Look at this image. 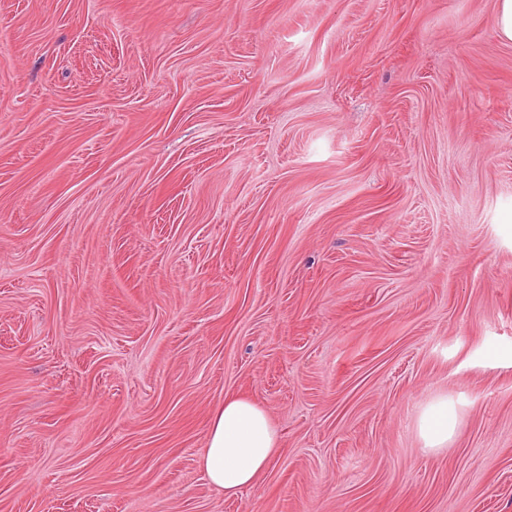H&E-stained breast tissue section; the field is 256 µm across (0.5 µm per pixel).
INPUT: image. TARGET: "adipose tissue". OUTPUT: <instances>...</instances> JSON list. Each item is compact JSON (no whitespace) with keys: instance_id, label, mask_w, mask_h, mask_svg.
<instances>
[{"instance_id":"obj_1","label":"adipose tissue","mask_w":512,"mask_h":512,"mask_svg":"<svg viewBox=\"0 0 512 512\" xmlns=\"http://www.w3.org/2000/svg\"><path fill=\"white\" fill-rule=\"evenodd\" d=\"M455 425V415L444 398L429 403L416 422L429 448L445 447ZM278 448L279 434L266 410L247 399L228 398L211 419L200 464L212 486L234 496L271 467Z\"/></svg>"}]
</instances>
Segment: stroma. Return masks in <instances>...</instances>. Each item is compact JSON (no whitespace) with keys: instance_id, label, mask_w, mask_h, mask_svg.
Listing matches in <instances>:
<instances>
[{"instance_id":"35a3bbf8","label":"stroma","mask_w":512,"mask_h":512,"mask_svg":"<svg viewBox=\"0 0 512 512\" xmlns=\"http://www.w3.org/2000/svg\"><path fill=\"white\" fill-rule=\"evenodd\" d=\"M495 15L0 0V512H512ZM228 396L280 433L232 498ZM278 448V431L262 406L227 398L211 419L200 464L212 486L236 496L271 467ZM456 425L453 411L448 407V398L429 403L419 414L417 431L427 448H443L448 444Z\"/></svg>"}]
</instances>
